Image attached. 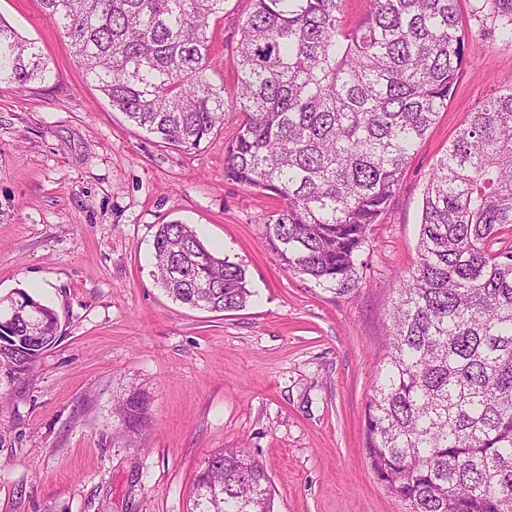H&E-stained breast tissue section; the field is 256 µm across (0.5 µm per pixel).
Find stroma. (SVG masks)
Instances as JSON below:
<instances>
[{
  "label": "stroma",
  "instance_id": "1",
  "mask_svg": "<svg viewBox=\"0 0 512 512\" xmlns=\"http://www.w3.org/2000/svg\"><path fill=\"white\" fill-rule=\"evenodd\" d=\"M458 9L467 63L372 227L362 288L339 296L283 265L265 227L279 200L224 177L249 0H226L211 23L207 75L224 88V124L189 152L113 110L41 0H0V18L51 71L0 83V296L32 292L59 317L29 375L0 372V512H186L197 472L223 448L266 464L275 512H404L365 453L384 327L417 258L433 166L512 77L491 7ZM173 220L245 268V309H191L155 283L154 234ZM133 391L149 401L143 437L120 436L112 414Z\"/></svg>",
  "mask_w": 512,
  "mask_h": 512
}]
</instances>
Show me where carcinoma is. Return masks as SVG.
<instances>
[{
  "label": "carcinoma",
  "mask_w": 512,
  "mask_h": 512,
  "mask_svg": "<svg viewBox=\"0 0 512 512\" xmlns=\"http://www.w3.org/2000/svg\"><path fill=\"white\" fill-rule=\"evenodd\" d=\"M225 0H41L112 108L160 142L200 148L224 124V87L206 76L211 16ZM232 65L240 123L224 177L277 197L266 221L288 270L346 296L362 284L371 226L394 200L415 147L448 109L466 63L457 0H367L343 24L344 0H250ZM512 41V0H492ZM34 42L0 19V82L42 81ZM512 80L450 141L422 199L418 260L400 277L386 352L366 405L365 452L408 512H512ZM157 283L193 309H244L245 269L206 248L188 224L154 235ZM0 329V371L21 377L57 335ZM113 413L142 434L148 402ZM187 512H274L263 463L213 453Z\"/></svg>",
  "instance_id": "carcinoma-1"
}]
</instances>
